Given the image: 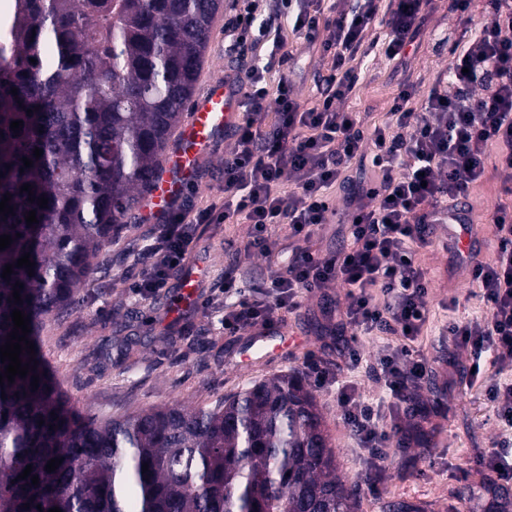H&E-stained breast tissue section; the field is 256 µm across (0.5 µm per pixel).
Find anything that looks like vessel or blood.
<instances>
[{
    "instance_id": "vessel-or-blood-1",
    "label": "vessel or blood",
    "mask_w": 512,
    "mask_h": 512,
    "mask_svg": "<svg viewBox=\"0 0 512 512\" xmlns=\"http://www.w3.org/2000/svg\"><path fill=\"white\" fill-rule=\"evenodd\" d=\"M238 91L223 80H211L197 98L187 123L165 153L164 170L154 183L142 207L147 214L162 215L182 197L196 181L201 157L223 134L241 121ZM208 273L206 262H198L179 291L182 306H190L199 298V286Z\"/></svg>"
}]
</instances>
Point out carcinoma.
<instances>
[{
	"label": "carcinoma",
	"mask_w": 512,
	"mask_h": 512,
	"mask_svg": "<svg viewBox=\"0 0 512 512\" xmlns=\"http://www.w3.org/2000/svg\"><path fill=\"white\" fill-rule=\"evenodd\" d=\"M223 9L224 0H10L0 14V197L13 206L0 214V236L12 239L0 273L13 265L10 279L0 277V346L15 309L29 318L32 342L64 318L115 228L136 220ZM24 184L47 207L28 201ZM27 252L32 277L16 267ZM20 358L34 370L0 386V512H356L362 481L338 475L299 371L212 407L100 419L69 409L40 353ZM53 458L62 463L49 473ZM28 465L31 476L17 479Z\"/></svg>",
	"instance_id": "cac0c4a2"
}]
</instances>
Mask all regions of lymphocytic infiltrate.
<instances>
[{
    "label": "lymphocytic infiltrate",
    "mask_w": 512,
    "mask_h": 512,
    "mask_svg": "<svg viewBox=\"0 0 512 512\" xmlns=\"http://www.w3.org/2000/svg\"><path fill=\"white\" fill-rule=\"evenodd\" d=\"M243 7L224 22L233 45L271 42L267 58L248 73L246 109L235 142L224 155V201L204 208L186 200L166 221L151 229L146 264L129 283L130 294L147 302L172 288L184 270L195 229L223 224L235 216L251 226L253 245L271 254L268 227L288 225L293 236L309 237L335 214L329 191H344V222L350 246L320 254L300 250L284 271L275 273L267 299L255 298L235 271L224 274L221 325L226 333L266 325L279 311L297 309L303 294L331 283L348 286L339 311V331L398 337L374 368L383 386L377 402L366 401L355 384L336 390V406L367 467L383 468L381 448L401 432L411 389L419 387L428 366L413 357L408 342L428 319L429 281L414 260L415 246L429 242V229L448 221L454 203L484 176L490 150H497L503 171L512 175V0H490L492 12L468 40L423 100L401 87L384 126L365 136L359 113L340 104L353 92L351 66L374 29L384 31V53L404 55L418 36L432 0H242ZM285 19L298 35L326 28L323 51L332 60L325 91L316 105L302 107L287 78L269 89L266 76L289 55L272 26ZM276 119L264 126L267 108ZM369 162L378 174L366 181L347 179L353 161ZM294 190L282 191L284 181ZM497 248L487 260L472 259L471 275L487 306L485 315L449 320L443 326L449 348L467 350L473 367L491 357L498 376L487 387L502 433L477 463L503 482H512V209L498 208L491 218Z\"/></svg>",
    "instance_id": "obj_1"
}]
</instances>
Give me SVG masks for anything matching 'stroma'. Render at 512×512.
I'll return each instance as SVG.
<instances>
[{
    "label": "stroma",
    "instance_id": "obj_1",
    "mask_svg": "<svg viewBox=\"0 0 512 512\" xmlns=\"http://www.w3.org/2000/svg\"><path fill=\"white\" fill-rule=\"evenodd\" d=\"M233 8V0H224L223 14L215 19L197 91H204L217 77L232 82L246 77L251 54L230 48L224 39V19L232 15ZM486 19L485 0H476L471 13L463 17L452 11L451 0H433L420 34L403 57L389 59L378 46L368 56L356 58L358 82L344 101V109L360 113L365 134H372L376 126L387 122L399 87L410 83L417 94H425L448 68L449 41L467 40ZM282 35L291 56L286 75L293 92L303 107H312L330 69V59L322 52L326 33L318 31L309 40L286 28ZM233 145V136H226L202 157L198 183L188 193L197 206L222 202L224 154ZM505 186L504 173L487 165L483 182L470 192V224L454 228L463 246L478 251L483 260L497 246L493 213L499 206L512 205V194ZM152 224V218L141 217L114 234L96 261L79 305L66 319L47 324L40 333L46 367L77 412L115 417L173 404L211 406L253 382L294 368L305 369L313 354L329 370L345 375L347 339L333 333L336 307L346 301L343 285L335 283L305 294L299 308L281 313L280 323L299 335V343L283 351H258L248 366L241 365L240 354L253 340L251 331L224 333L213 309L175 310L172 292L148 306L136 303L126 285L141 273L140 258ZM268 233L276 244L269 256L253 246L243 218L199 225L192 249L195 257L209 262L205 288L221 287L225 269L234 267L247 285L262 291L268 288L273 271L293 252L306 248L325 254L347 245L346 227L336 223L319 227L306 239L291 237L284 224L271 226ZM447 240L445 228L439 225L429 245L415 250V260L430 282L429 316L411 344L415 355L431 367L420 394L439 392L444 399L439 406L429 407L421 427L404 419L403 432L386 444L382 472L367 474L362 465L336 407L335 387L315 392L340 476L349 481L366 475L371 478L363 486L359 512H380L382 503L398 500L414 504L419 512H512V483H494L491 473L476 463L499 434L485 396L495 369L491 362H484L482 375L470 378L469 352H449L447 337L439 333L448 319L473 318L486 311L475 294L469 266L459 264L449 253ZM390 341L387 335L358 339L363 362L357 380L372 401L382 390L368 369ZM421 438L428 442L424 453L414 446Z\"/></svg>",
    "mask_w": 512,
    "mask_h": 512
}]
</instances>
